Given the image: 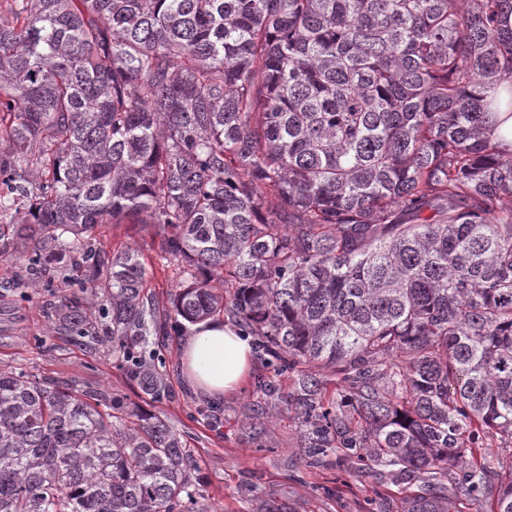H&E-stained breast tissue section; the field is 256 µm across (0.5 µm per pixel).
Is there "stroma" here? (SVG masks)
I'll return each mask as SVG.
<instances>
[{
    "label": "stroma",
    "instance_id": "35a3bbf8",
    "mask_svg": "<svg viewBox=\"0 0 512 512\" xmlns=\"http://www.w3.org/2000/svg\"><path fill=\"white\" fill-rule=\"evenodd\" d=\"M132 243L155 257L161 243L157 226L102 224L93 236L94 246L109 253ZM26 264L21 255L0 256V368L114 393L166 418L191 450L197 497L211 512H250L256 495L286 501L294 512H405L420 494L419 482L397 481L383 466L365 471L354 460L332 456L310 465L293 412L281 409L272 421L264 415L268 395L258 382L274 371L263 356H255L241 391L213 402L187 384L180 365L184 339L173 336L160 351L168 391L160 398L144 394L112 359L109 318L97 315L86 336H75L63 305L81 297L80 288L53 278L29 287ZM247 417L255 428H242Z\"/></svg>",
    "mask_w": 512,
    "mask_h": 512
}]
</instances>
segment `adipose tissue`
<instances>
[{"label": "adipose tissue", "mask_w": 512, "mask_h": 512, "mask_svg": "<svg viewBox=\"0 0 512 512\" xmlns=\"http://www.w3.org/2000/svg\"><path fill=\"white\" fill-rule=\"evenodd\" d=\"M180 363L186 381L207 398L240 390L253 365L252 340L237 326L218 320L194 325Z\"/></svg>", "instance_id": "adipose-tissue-1"}]
</instances>
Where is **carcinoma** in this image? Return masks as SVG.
I'll list each match as a JSON object with an SVG mask.
<instances>
[{
  "instance_id": "cac0c4a2",
  "label": "carcinoma",
  "mask_w": 512,
  "mask_h": 512,
  "mask_svg": "<svg viewBox=\"0 0 512 512\" xmlns=\"http://www.w3.org/2000/svg\"><path fill=\"white\" fill-rule=\"evenodd\" d=\"M512 0H0V255L91 297L112 357L227 318L288 373L310 464L357 456L435 490L406 512H512ZM277 200L273 216L266 199ZM180 277L159 312L137 247ZM336 375L329 397L319 370ZM108 403L109 409L99 406ZM179 434L109 397L0 370V512H208ZM509 87L505 85L492 89L488 92V101L492 112L498 113L494 137L502 147L512 150V93L509 94ZM92 238L94 247L110 255L131 243H137L143 248L145 256H148V264L152 258L156 262L155 255L161 243L158 227L154 224H100Z\"/></svg>"
}]
</instances>
